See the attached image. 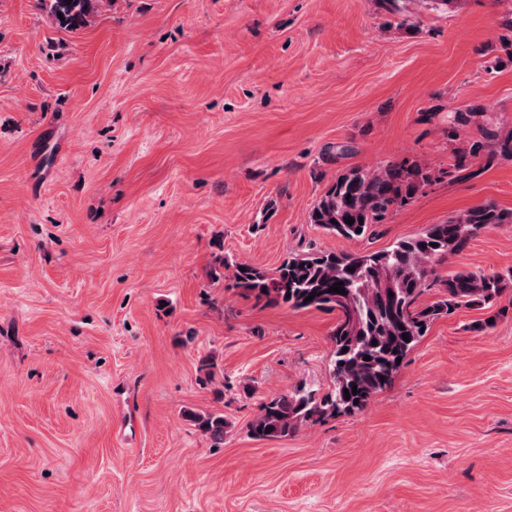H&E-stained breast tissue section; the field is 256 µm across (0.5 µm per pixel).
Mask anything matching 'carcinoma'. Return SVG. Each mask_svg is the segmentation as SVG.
Listing matches in <instances>:
<instances>
[{"label": "carcinoma", "instance_id": "carcinoma-1", "mask_svg": "<svg viewBox=\"0 0 512 512\" xmlns=\"http://www.w3.org/2000/svg\"><path fill=\"white\" fill-rule=\"evenodd\" d=\"M57 26L76 31L88 23L98 0H47ZM486 143L458 148L454 162L441 177H457L470 169V158L486 151L484 166L512 160V131L505 134L493 125L481 127ZM436 180L416 160H388L370 170L349 169L328 186L308 213V223L323 234L345 240H360L410 205L423 189ZM354 219L348 224L345 218ZM512 224V210L485 202L467 211L431 224L420 233L401 239L376 252L308 250L294 252L273 272L243 262L219 259L232 270V287L245 298L266 306L292 310L314 308L336 314L330 333L333 347L332 387L322 393L301 383L293 390L271 398L247 425L255 440L288 438L309 422L363 411L371 399L386 389L404 359L426 336L432 324L461 308H498L495 317L475 326L492 327L494 318L505 314L498 307L512 289V268L488 274L461 268L443 275L438 266L448 256L459 255L481 231ZM355 271H349V268ZM340 282L345 293L329 291ZM428 291L435 299L420 298ZM313 296L308 301L306 297ZM408 334L404 340L402 334ZM377 345H372V342ZM370 360H364V357ZM357 386V394L345 391ZM185 416L215 443L224 442L229 427L222 413L185 412Z\"/></svg>", "mask_w": 512, "mask_h": 512}]
</instances>
